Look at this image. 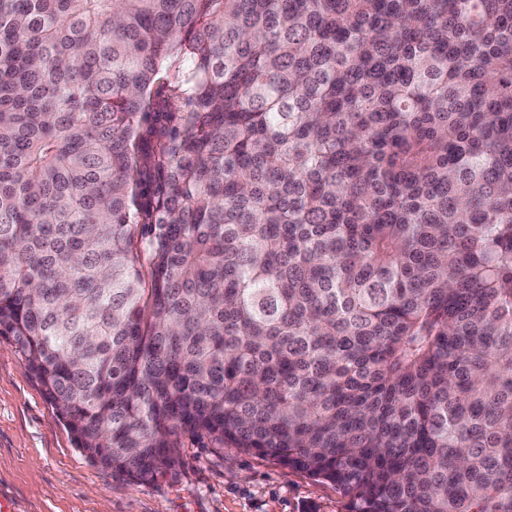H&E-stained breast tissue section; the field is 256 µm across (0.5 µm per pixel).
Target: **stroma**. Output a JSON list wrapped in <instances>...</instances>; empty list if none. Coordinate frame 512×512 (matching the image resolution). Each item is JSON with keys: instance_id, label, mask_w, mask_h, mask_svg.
Masks as SVG:
<instances>
[{"instance_id": "obj_1", "label": "stroma", "mask_w": 512, "mask_h": 512, "mask_svg": "<svg viewBox=\"0 0 512 512\" xmlns=\"http://www.w3.org/2000/svg\"><path fill=\"white\" fill-rule=\"evenodd\" d=\"M12 512H348L335 485L234 448L182 438L164 475L133 480L91 463L13 342L0 337V500Z\"/></svg>"}]
</instances>
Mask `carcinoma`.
Returning <instances> with one entry per match:
<instances>
[{
	"instance_id": "1",
	"label": "carcinoma",
	"mask_w": 512,
	"mask_h": 512,
	"mask_svg": "<svg viewBox=\"0 0 512 512\" xmlns=\"http://www.w3.org/2000/svg\"><path fill=\"white\" fill-rule=\"evenodd\" d=\"M0 336L132 478L512 512V0H0ZM153 108L151 112H167V117L157 122V127L170 137L178 127V112L184 108V100L175 97L170 84H156L153 87ZM164 179L165 174L161 169L144 170L140 177V189L156 201L164 188Z\"/></svg>"
}]
</instances>
